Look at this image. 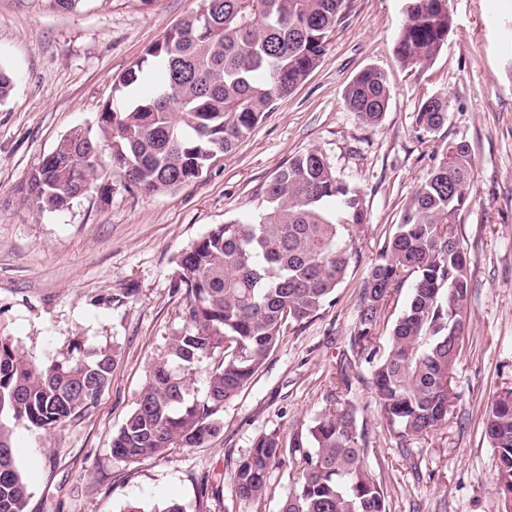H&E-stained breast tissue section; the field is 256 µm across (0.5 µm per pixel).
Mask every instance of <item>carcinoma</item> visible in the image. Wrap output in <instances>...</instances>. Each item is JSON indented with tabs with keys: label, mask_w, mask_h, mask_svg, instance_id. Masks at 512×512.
Instances as JSON below:
<instances>
[{
	"label": "carcinoma",
	"mask_w": 512,
	"mask_h": 512,
	"mask_svg": "<svg viewBox=\"0 0 512 512\" xmlns=\"http://www.w3.org/2000/svg\"><path fill=\"white\" fill-rule=\"evenodd\" d=\"M204 2L119 79L97 133L70 131L29 172L21 188L25 202L40 213L56 212L89 190L104 191L96 153L109 154L112 175L145 195L174 192L202 177L319 66L345 0ZM451 28L448 0H408L395 44L398 62L410 70L425 66L447 44ZM146 77L155 89L141 97L137 87ZM389 99L387 78L376 68L360 72L346 89L349 109L367 125L380 122ZM449 107L444 95L425 99L417 124L437 131ZM473 176L466 141H450L437 152L360 285L358 321L348 339L356 372L341 382L347 390L354 381L369 387L383 430L405 452L408 442L448 421L458 397L451 374L465 332L470 262L457 222L469 205ZM363 223L359 192L311 149L266 184L257 216L218 224L183 251L176 286L185 289L186 324L169 337L113 435V460L137 463L218 435L224 402L253 381L283 329L301 328L332 303L357 257L354 234ZM409 278L410 298L392 321L387 304ZM118 357L116 347L76 342L68 354L35 365L0 339V512H24L29 497L9 423L47 430L80 416L110 384ZM201 372L200 396L195 380ZM485 436L498 458V493L512 499L511 387L492 396ZM368 445L366 421L346 400L315 419L304 437L286 443L274 432L259 436L233 471L234 496L245 503L262 499L270 471L297 455L301 474L279 512H389L386 490L365 466ZM123 512L185 508L132 502Z\"/></svg>",
	"instance_id": "1"
}]
</instances>
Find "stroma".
Masks as SVG:
<instances>
[{
	"instance_id": "1",
	"label": "stroma",
	"mask_w": 512,
	"mask_h": 512,
	"mask_svg": "<svg viewBox=\"0 0 512 512\" xmlns=\"http://www.w3.org/2000/svg\"><path fill=\"white\" fill-rule=\"evenodd\" d=\"M202 5L81 0L64 11L47 0H0V65L16 78L0 102V338L38 364L76 340L120 350L110 386L84 414L47 431L14 427L15 459L29 484L25 512H122L131 501L172 500L186 512H278L298 478L297 460L279 464L266 496L249 504L236 500L231 474L260 435L290 439L335 408L361 281L436 151L461 139L475 170L460 217L472 288L455 370L459 398L447 424L417 439L408 456L385 436L367 386L355 385L348 398L367 423L366 464L391 512H504L483 421L494 392L512 386V0H448L447 45L412 71L394 54L405 0H346L320 65L201 178L145 196L114 177L106 196L89 193L59 212L26 205L20 187L29 172L71 130H96L115 80ZM369 67L390 87L375 126L345 102L349 82ZM440 93L450 108L429 134L416 123L418 106ZM309 149L366 206L357 262L334 304L284 331L249 387L224 404V429L204 447L114 462L113 435L168 336L186 322L175 286L179 255L214 225L256 214L275 172Z\"/></svg>"
}]
</instances>
